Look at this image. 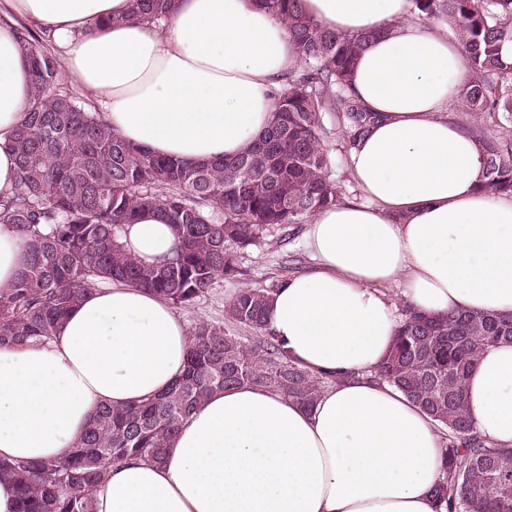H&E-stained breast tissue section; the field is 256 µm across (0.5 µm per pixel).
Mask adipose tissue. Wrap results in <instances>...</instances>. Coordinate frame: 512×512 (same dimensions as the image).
<instances>
[{"mask_svg": "<svg viewBox=\"0 0 512 512\" xmlns=\"http://www.w3.org/2000/svg\"><path fill=\"white\" fill-rule=\"evenodd\" d=\"M135 0H0V192L16 188L9 143L32 91L19 27L47 30L66 77L126 142L186 163L244 151L273 119V93L299 58L257 0H175L165 20ZM305 15L368 36L351 93L380 120L348 156L363 202L309 221L316 261L273 293L268 328L288 360L330 378L312 407L256 386L216 391L162 462L128 460L92 490L96 512H435L444 440L403 392L373 380L392 347L396 286L426 314L512 316V196L482 190L484 149L449 115L468 60L447 25L412 0H298ZM147 263L176 234L151 211L127 228ZM27 262L0 224V289ZM191 331L157 295L91 291L45 343L0 346V458L67 453L92 412L165 392ZM476 432L512 447V344L488 348L466 382Z\"/></svg>", "mask_w": 512, "mask_h": 512, "instance_id": "1", "label": "adipose tissue"}]
</instances>
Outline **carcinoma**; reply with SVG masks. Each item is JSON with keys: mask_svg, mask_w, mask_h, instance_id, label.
Segmentation results:
<instances>
[{"mask_svg": "<svg viewBox=\"0 0 512 512\" xmlns=\"http://www.w3.org/2000/svg\"><path fill=\"white\" fill-rule=\"evenodd\" d=\"M288 27L301 57L274 92L269 129L234 159L191 164L159 158L126 143L64 90L56 57L30 30L20 39L33 89L11 148L17 188L0 194V224L21 233L28 262L0 291V345L42 343L56 335L89 287L112 281L140 286L188 308L218 281L240 274L237 257L266 229H286L336 204L322 115L341 124L347 147L376 114L350 91L355 62L370 36L326 29L295 9V0H258ZM173 0H136L133 18L158 20ZM415 16L445 23L469 59L453 103L482 143V189L512 195V0H413ZM158 209L175 229L171 253L146 264L124 234ZM273 289H239L224 322L195 325L184 374L154 398L123 408L98 407L64 455L40 461L0 459V478L17 487L18 512H94L92 488L125 460L160 462L180 424L211 393L256 385L311 405L327 381L287 360L267 329ZM236 326L250 333L243 337ZM512 344V317L451 311L426 316L408 306L393 347L374 371L421 406L443 431L436 512H512V448H500L471 424L465 381L490 346Z\"/></svg>", "mask_w": 512, "mask_h": 512, "instance_id": "carcinoma-1", "label": "carcinoma"}]
</instances>
